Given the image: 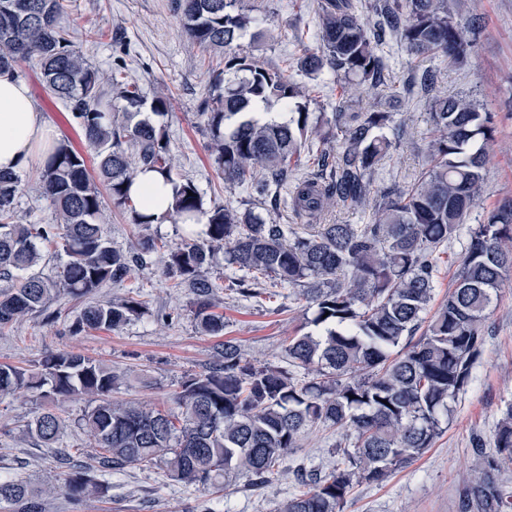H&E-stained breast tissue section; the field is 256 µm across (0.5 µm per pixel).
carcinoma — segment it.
Listing matches in <instances>:
<instances>
[{
  "label": "carcinoma",
  "mask_w": 512,
  "mask_h": 512,
  "mask_svg": "<svg viewBox=\"0 0 512 512\" xmlns=\"http://www.w3.org/2000/svg\"><path fill=\"white\" fill-rule=\"evenodd\" d=\"M65 0H0V70L34 60L44 88L60 100L84 133L86 152L59 142L41 172L43 193L55 216L49 224H24L17 216L20 175L0 172V331L29 314L44 313L60 294L89 297L125 280L132 264L158 255L169 274L195 295L194 317L209 336L224 335L207 270L216 252L250 274L301 288L314 308L310 332L288 341L292 371L249 359L232 339L219 344L208 370L185 376L176 392L178 412L112 399L124 376L77 353L46 354L28 372L0 364V398L32 392L42 400L26 424L28 437L48 448L60 442L65 421L57 408L85 399L81 421L94 458L114 472L163 464L166 475L188 485L214 486L244 474L269 482L283 460L315 424L334 427L336 466L300 476L301 489L279 512H342L353 488L381 484L433 447L444 432L450 403L470 383L483 351L482 327L512 273V203L489 212L469 229V247L454 287L426 319L436 288L438 251L465 223L484 183L491 117L462 96L434 98L430 145L414 183L375 202L366 224H274L251 208L204 207L190 180L171 162L166 126L152 120L171 107L170 95L147 99L135 83L93 66L59 26ZM186 36L221 53L200 116L208 150L224 183L263 200H278L302 152L317 173L290 191L298 216L317 217L335 204H361L373 175L397 146L400 125L391 112H349L345 102L326 122H315L311 99L288 74L266 68L239 40L263 37L243 0H176ZM358 0H321L318 45L298 58L309 74L327 67L372 89L386 66L383 46L394 34L415 60L442 55L463 59L473 32L448 14L447 0H380L378 20L360 17ZM124 102L112 111V95ZM282 106L288 120L254 115ZM336 154H331V146ZM154 169L172 187L169 218L183 225L187 242L173 247L145 233L148 216L129 192L141 169ZM127 210L144 233L132 253L112 247L101 223L104 196ZM205 223V237L196 226ZM60 248L66 261L56 275L36 271L40 245ZM138 296L91 302L73 330H118L141 317ZM426 330L412 341L422 324ZM494 452L471 476L462 512H500L496 478L512 464V405L493 435ZM56 487L0 479V512H41L40 500ZM63 491L76 505L107 487L84 468L69 472Z\"/></svg>",
  "instance_id": "carcinoma-1"
}]
</instances>
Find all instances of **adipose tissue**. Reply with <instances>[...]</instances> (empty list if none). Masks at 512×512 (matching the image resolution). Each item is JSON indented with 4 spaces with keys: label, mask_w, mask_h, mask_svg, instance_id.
I'll return each instance as SVG.
<instances>
[{
    "label": "adipose tissue",
    "mask_w": 512,
    "mask_h": 512,
    "mask_svg": "<svg viewBox=\"0 0 512 512\" xmlns=\"http://www.w3.org/2000/svg\"><path fill=\"white\" fill-rule=\"evenodd\" d=\"M57 142L28 85L15 73L0 72V169L18 173L43 168ZM131 194L153 223H167L170 187L158 173L140 174Z\"/></svg>",
    "instance_id": "obj_1"
}]
</instances>
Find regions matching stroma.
Instances as JSON below:
<instances>
[{"mask_svg":"<svg viewBox=\"0 0 512 512\" xmlns=\"http://www.w3.org/2000/svg\"><path fill=\"white\" fill-rule=\"evenodd\" d=\"M244 3L274 38L256 48L241 40L242 50L252 52L264 66L292 75L308 91L316 117L331 118L343 98L350 100L352 111L390 112L404 125V137L380 165L369 200L358 207L335 205L326 222L366 223L375 198L413 183L426 159L433 97L464 96L480 111L492 114L495 140L488 150L483 191L466 225L440 249L434 300L442 302L466 252L470 225L483 222L491 210L512 200V0H448L449 13L476 29L475 48L459 63L440 56L413 61L398 38H390L384 82L373 95L328 69L312 75L296 70L297 58L316 46L319 0ZM59 23L103 72L119 65L126 81L138 84L146 96L160 91L171 94V108L163 122L176 172L199 187L207 205L240 206L242 194L225 185L205 148L200 112L213 75L207 53L184 34L174 0H68ZM425 70L435 74L431 94L409 91L412 77ZM17 71L60 139L84 148L83 133L70 112L45 93L36 62H20ZM40 176L37 169L21 175L24 191L17 211L28 224H46L53 217L54 207L41 191ZM208 276L224 314L223 337L199 333L193 293L174 287L154 257L147 264L132 265L123 283L96 295L100 301H118L140 293L148 306L146 315L116 331L76 334L71 323L84 301L63 294L51 303L48 315L25 316L0 332V363L30 371L47 353H80L134 376L133 386L114 391V399L148 403L168 412L175 408L172 397L182 377L207 370L221 338L235 340L251 359L284 365L289 337L310 329L312 311L299 289L254 281L251 274L225 266L220 252ZM484 334L473 381L452 402L448 425L434 447L382 484L356 486L343 512H459L460 496L471 475L484 468L494 448L495 425L512 403V277L500 292ZM39 406L33 393L0 400V478L55 486V493L44 496L42 512H278L288 496L297 492L300 472L324 473L336 463L337 431L319 425L288 453L278 476L259 489L240 474L217 490L172 481L159 465L132 466L104 476L105 495L75 506L62 489L69 464L59 461L56 449L42 446L24 432ZM86 407L82 400L63 405L67 427L62 444L70 463L90 467L94 464L91 440L77 425Z\"/></svg>","mask_w":512,"mask_h":512,"instance_id":"1","label":"stroma"}]
</instances>
